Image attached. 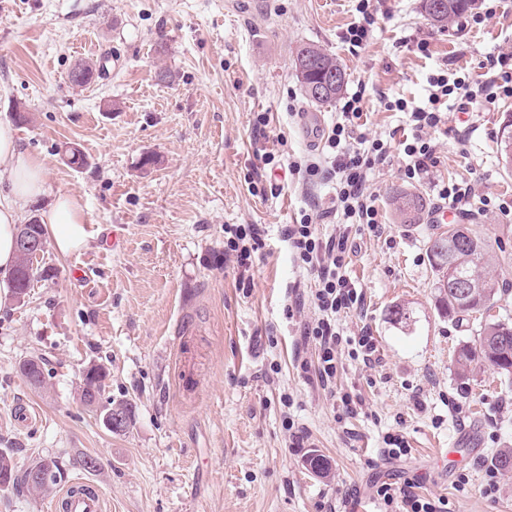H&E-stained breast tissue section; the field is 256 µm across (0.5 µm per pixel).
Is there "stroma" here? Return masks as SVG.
Listing matches in <instances>:
<instances>
[{"instance_id": "35a3bbf8", "label": "stroma", "mask_w": 512, "mask_h": 512, "mask_svg": "<svg viewBox=\"0 0 512 512\" xmlns=\"http://www.w3.org/2000/svg\"><path fill=\"white\" fill-rule=\"evenodd\" d=\"M356 0H5L0 8V121L21 149L43 159L49 192L76 196L89 243L61 255L47 246L24 303L0 277V449L17 467L42 458L66 461L64 479L81 476L70 458L98 461L89 471L112 512H377L376 484H413L444 499L448 512H512V472L485 495L486 469L512 448V382L487 367L461 378L455 351L473 342L479 321L440 314L427 248L436 227V187L469 184L477 199L458 212L500 247L505 294L491 310L512 321V216L478 198H512V170L498 160L496 139L512 99L475 112L449 109L433 135L437 162L411 182L405 158L374 172L381 231L361 229L348 266L365 294L362 309L341 314L344 334L370 331L379 361L366 366L341 354L334 388L303 374L297 356L313 357L303 329L313 311L303 299L310 279L296 268L283 237L307 193L321 224L337 223L331 185L307 190L282 171L254 184L262 152L291 159L318 156L302 116L318 112L324 131L340 105L316 106L303 95L296 48L321 45L346 72V88L365 85L360 122L371 138L402 140L407 114L399 98L420 105L440 64L478 77L488 54L512 51V0L476 26L456 19L433 26L422 0H385L367 45L343 41L358 21ZM429 40L430 54L407 47ZM100 65L91 84L72 86L78 65ZM168 69L172 81L157 78ZM29 120L20 124L17 113ZM267 124L257 129L256 117ZM466 145H458L460 130ZM86 157L69 166L64 153ZM422 195L419 223L397 219L395 190ZM259 224L264 232L249 272L224 258V227ZM408 323L392 320L394 306ZM33 354L48 362L47 386L19 371ZM109 373L106 394L134 406L127 432L115 434L76 392L84 368ZM293 404L283 409L280 397ZM358 406L343 409L341 396ZM41 417L13 421L18 404ZM293 429L284 426L285 417ZM396 432L410 451L377 453ZM474 442L480 452L466 484L439 466V449ZM329 462L312 474L306 457Z\"/></svg>"}]
</instances>
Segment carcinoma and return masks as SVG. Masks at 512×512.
Instances as JSON below:
<instances>
[{
	"instance_id": "1",
	"label": "carcinoma",
	"mask_w": 512,
	"mask_h": 512,
	"mask_svg": "<svg viewBox=\"0 0 512 512\" xmlns=\"http://www.w3.org/2000/svg\"><path fill=\"white\" fill-rule=\"evenodd\" d=\"M432 0H422V8L430 23L445 27L451 21L466 14L476 5V0H447L448 11L437 18L431 13ZM297 78L305 97L318 105L331 104L341 94L345 84V71L335 57L313 43L300 45L294 57ZM394 211L403 224H416L425 207L424 199L417 193L401 192L392 202ZM453 225L448 224L443 230L430 238L429 255L431 268L435 276V288L439 298V310L456 321L468 320L474 316H484L493 308L495 301L504 292L500 287V273L491 254L490 245L482 243L479 248L467 245L457 249L453 255L456 274L470 282V294L461 300L448 293L442 287L447 279L448 253L439 251L442 243L448 242V233ZM35 256L18 254L16 264L10 274L11 298L19 300V295L26 293L34 274L51 276V269L36 270L33 267ZM487 366L500 375L512 379V321L491 320L480 326L479 334L471 345L465 344L456 352L455 365L459 375L466 376L477 365ZM20 373L36 388L46 385V362L39 355H31L19 364ZM107 373L99 365H92L83 373L82 384L77 389V399L87 408H96L100 414L118 411L123 414L124 422L119 431L125 432L132 424L133 406L129 402L112 404L105 398V380ZM42 474L41 484L53 488L60 473V462L53 459L51 465L43 466L37 461L20 470L12 457L0 453V491H13L18 494L37 493L32 484L33 470Z\"/></svg>"
}]
</instances>
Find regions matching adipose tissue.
<instances>
[{"mask_svg": "<svg viewBox=\"0 0 512 512\" xmlns=\"http://www.w3.org/2000/svg\"><path fill=\"white\" fill-rule=\"evenodd\" d=\"M39 202L45 205L47 233L59 253L87 246L78 199L63 192L48 194L43 162L21 150L11 126L0 122V273H9L16 262L14 242L22 214Z\"/></svg>", "mask_w": 512, "mask_h": 512, "instance_id": "obj_1", "label": "adipose tissue"}]
</instances>
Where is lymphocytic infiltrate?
<instances>
[{
	"mask_svg": "<svg viewBox=\"0 0 512 512\" xmlns=\"http://www.w3.org/2000/svg\"><path fill=\"white\" fill-rule=\"evenodd\" d=\"M484 67L487 77L474 81L469 77L449 78L446 69H439L428 79L425 105L411 107L401 99L390 102L393 110L408 112L411 135L401 142L407 158L404 175L412 181L421 180L436 162L430 133L448 120V101L458 99L461 106L474 109L512 99V53L489 55ZM365 89L357 87L346 94L340 106L342 120L327 135L325 150L319 159L307 164L291 162L290 171L301 174L309 184L329 181L334 185V208L340 222L331 232H324L314 211H303L299 222L287 225L285 237L295 265L314 277L310 304L315 317L304 327V334L314 348L316 359L300 358L302 371H314L322 385L336 379L338 348L347 344L352 358L370 364L378 347L369 332L343 336L336 321L341 312L360 309L364 304L361 287L347 275L350 263L353 230L368 227L379 230L382 215L370 184L371 174L389 165L393 154L387 142L368 138L354 120L360 117ZM224 253L234 257L241 268H249L252 255L260 244L261 229L256 224L228 225L224 228ZM381 505L391 512H447L445 501L420 497L408 488L381 483L375 489Z\"/></svg>",
	"mask_w": 512,
	"mask_h": 512,
	"instance_id": "lymphocytic-infiltrate-1",
	"label": "lymphocytic infiltrate"
}]
</instances>
